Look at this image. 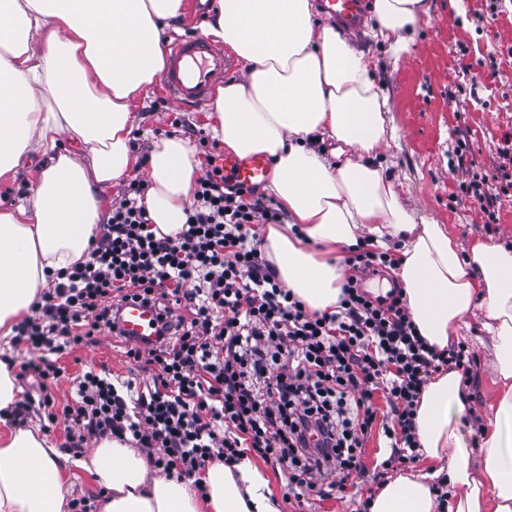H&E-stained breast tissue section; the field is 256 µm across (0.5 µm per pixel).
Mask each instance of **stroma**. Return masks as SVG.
Listing matches in <instances>:
<instances>
[{"label":"stroma","instance_id":"obj_1","mask_svg":"<svg viewBox=\"0 0 512 512\" xmlns=\"http://www.w3.org/2000/svg\"><path fill=\"white\" fill-rule=\"evenodd\" d=\"M365 25L366 32L354 44L375 65V80L388 98L394 128L393 139L378 147L376 159L397 183L403 202L416 216L443 224L460 248L476 239L512 248V188L502 189L496 178L498 150L512 138V0H460L455 10L448 0H430L410 52L398 59L373 38V18H366ZM132 110L139 118L131 139L138 162L126 177L102 190L107 206L120 199L130 180L146 178L155 139L173 133L191 141L206 138V149L196 152L200 158L223 149L210 136L206 111L178 108L157 89L137 98ZM463 136L474 161L469 170L457 162V141ZM472 172L486 177L490 193L498 197L495 223H485L477 203L459 189ZM483 322L482 310L474 309L453 336L478 359L460 417L476 448L481 430L494 422L499 392ZM124 349L121 339L105 332L63 355L65 376L55 390L58 403H65L72 377L92 365L104 363L113 373L140 378Z\"/></svg>","mask_w":512,"mask_h":512}]
</instances>
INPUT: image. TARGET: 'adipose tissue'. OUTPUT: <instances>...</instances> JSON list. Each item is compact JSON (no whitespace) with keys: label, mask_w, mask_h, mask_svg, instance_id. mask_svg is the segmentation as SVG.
I'll list each match as a JSON object with an SVG mask.
<instances>
[{"label":"adipose tissue","mask_w":512,"mask_h":512,"mask_svg":"<svg viewBox=\"0 0 512 512\" xmlns=\"http://www.w3.org/2000/svg\"><path fill=\"white\" fill-rule=\"evenodd\" d=\"M182 8L183 0H0V178L33 181L30 195L0 210V343L56 272L88 259L101 188L137 162L132 103L160 77L161 33ZM428 9L427 0H374L373 35L400 57ZM316 14L314 0H220L204 34L235 52L245 77L218 87L211 134L239 156L273 160L270 190L290 221L267 225L262 244L309 309H335L344 282L336 258L361 230L380 248L401 240L396 270L429 344L446 348L475 305L484 308L500 391L482 459L452 418L467 405L461 378L439 371L416 412L428 468L388 480L370 512H434L432 482L443 472L463 489L449 512H512V249L478 239L460 252L443 225L402 203L373 158L393 128L371 61L333 28H316ZM316 134L333 140L329 154L307 147ZM200 172L183 137L153 142L143 204L161 234L181 231ZM58 458L37 429L1 432L0 512H65L72 467L108 489L102 512H281L248 458L207 467L202 496L177 477L148 478L141 451L114 439L71 467Z\"/></svg>","instance_id":"adipose-tissue-1"}]
</instances>
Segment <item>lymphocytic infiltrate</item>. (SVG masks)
Instances as JSON below:
<instances>
[{
    "instance_id": "obj_1",
    "label": "lymphocytic infiltrate",
    "mask_w": 512,
    "mask_h": 512,
    "mask_svg": "<svg viewBox=\"0 0 512 512\" xmlns=\"http://www.w3.org/2000/svg\"><path fill=\"white\" fill-rule=\"evenodd\" d=\"M147 187L129 183L88 260L57 274L16 325L28 353L21 374L39 394L17 403L12 419L37 408L49 424L71 422L66 449L75 454L104 437L132 440L158 472L189 479L251 453L282 472L286 500L351 491L360 496L356 512H368L364 485L420 456L415 414L432 374L448 366L469 382L475 353L429 345L402 289L381 300L362 288L360 273L396 263L367 240L344 260L335 311L312 312L258 246L256 226L285 221L271 200L225 186L212 166L194 185L181 232L159 238L137 203ZM126 301L155 306L165 323L151 347L126 351L146 380L89 369L74 378L70 402L58 404L56 355L116 333ZM377 390L393 418L384 428L390 454L370 477L360 455Z\"/></svg>"
}]
</instances>
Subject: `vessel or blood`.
Segmentation results:
<instances>
[{"label": "vessel or blood", "mask_w": 512, "mask_h": 512, "mask_svg": "<svg viewBox=\"0 0 512 512\" xmlns=\"http://www.w3.org/2000/svg\"><path fill=\"white\" fill-rule=\"evenodd\" d=\"M367 3L368 0H323V8L336 25L355 34L361 30ZM233 68L232 57L206 39L180 37L168 45L160 90L165 98L198 110L208 104L219 80ZM220 162L224 181L229 185L258 188L272 178L269 160L260 155L241 158L225 154ZM118 327L129 341L148 345L158 336L160 320L152 306L127 302L120 309Z\"/></svg>", "instance_id": "1"}]
</instances>
